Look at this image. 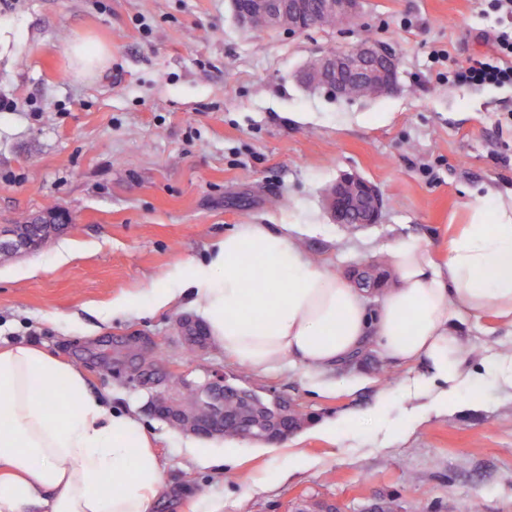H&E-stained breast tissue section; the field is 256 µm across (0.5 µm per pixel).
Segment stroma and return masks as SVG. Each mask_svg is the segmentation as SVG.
I'll use <instances>...</instances> for the list:
<instances>
[{
  "instance_id": "stroma-1",
  "label": "stroma",
  "mask_w": 512,
  "mask_h": 512,
  "mask_svg": "<svg viewBox=\"0 0 512 512\" xmlns=\"http://www.w3.org/2000/svg\"><path fill=\"white\" fill-rule=\"evenodd\" d=\"M498 29L480 0H365L354 24L302 33L241 26L228 0H0V226L50 200L70 214L38 249L0 261V347L45 348L139 414L165 464L152 512H199L205 497L223 512H512V389L495 370L511 326L465 324L461 356L478 377L438 412L403 391L428 382L425 362L372 352L322 375L258 372L213 344L188 359L176 323L195 309L148 301L239 224L316 225L300 247L345 276L407 239L441 252L474 208L512 200V88L451 81L430 57L492 52ZM77 38L91 53L110 46L111 64L77 75ZM367 39L398 58L393 94L342 99L300 82L321 51ZM342 173L379 188V223L330 219L322 195ZM129 297L141 315L107 319ZM132 335L157 341L171 394L220 373L288 401L299 427L266 455L180 431L128 381ZM339 416L352 423L336 439L315 433ZM228 446L236 464L221 473Z\"/></svg>"
}]
</instances>
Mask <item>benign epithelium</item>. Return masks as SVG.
<instances>
[{
	"label": "benign epithelium",
	"mask_w": 512,
	"mask_h": 512,
	"mask_svg": "<svg viewBox=\"0 0 512 512\" xmlns=\"http://www.w3.org/2000/svg\"><path fill=\"white\" fill-rule=\"evenodd\" d=\"M238 23L245 27L265 25L269 29L303 32L314 26L352 23L360 16L362 0H230ZM399 62L380 41H366L355 47L324 53L311 59L302 72L304 83L331 90L335 95L357 98L392 93L398 84ZM324 205L336 224H376L384 199L371 182L355 174H344L326 192ZM69 223V213L58 208L39 213L29 221L30 232L0 228V253L10 255L38 247ZM140 353L124 364L129 379L142 387H155L153 365L145 361L144 351L156 347L147 336H132ZM188 399H175L166 391L157 392L151 408L181 430L207 438L224 436L228 419L224 399V378L190 387ZM288 433L277 436L269 431L265 413L256 408L238 437L278 443Z\"/></svg>",
	"instance_id": "1"
}]
</instances>
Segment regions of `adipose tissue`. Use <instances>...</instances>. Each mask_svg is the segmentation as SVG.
<instances>
[{
  "label": "adipose tissue",
  "mask_w": 512,
  "mask_h": 512,
  "mask_svg": "<svg viewBox=\"0 0 512 512\" xmlns=\"http://www.w3.org/2000/svg\"><path fill=\"white\" fill-rule=\"evenodd\" d=\"M388 257L390 277L367 293L311 263L290 225L239 224L150 302L198 306L213 341L257 371L325 372L367 350L426 359L444 386L433 405L448 408L449 392L471 377L460 325L485 314L512 325V204L475 211L444 256L404 241ZM255 279L261 288L245 289ZM0 400V512H151L164 469L151 437L134 411L93 395L76 366L31 344L0 348Z\"/></svg>",
  "instance_id": "1"
}]
</instances>
